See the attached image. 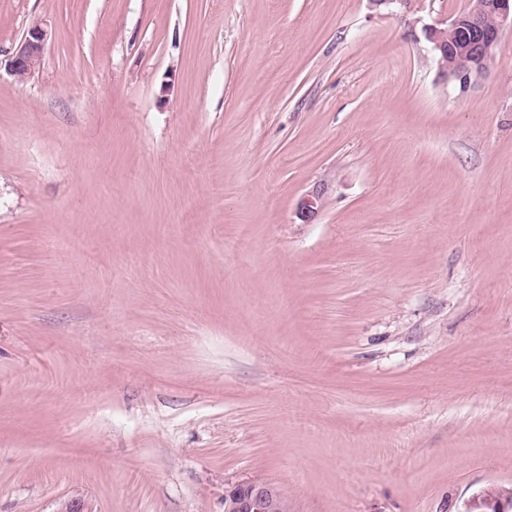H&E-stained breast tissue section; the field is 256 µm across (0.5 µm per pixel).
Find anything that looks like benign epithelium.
Listing matches in <instances>:
<instances>
[{
  "instance_id": "benign-epithelium-1",
  "label": "benign epithelium",
  "mask_w": 512,
  "mask_h": 512,
  "mask_svg": "<svg viewBox=\"0 0 512 512\" xmlns=\"http://www.w3.org/2000/svg\"><path fill=\"white\" fill-rule=\"evenodd\" d=\"M512 23V0H473L470 10L446 28H425L438 58L441 73L464 89L484 70V60L499 43L504 26ZM50 33L36 22L28 27L9 61L17 80L30 78L40 67ZM320 194L313 192L300 203L299 212L310 220L319 208ZM512 501L484 489L466 504L464 512H507ZM224 512H291L282 490L261 475L231 483L224 490Z\"/></svg>"
}]
</instances>
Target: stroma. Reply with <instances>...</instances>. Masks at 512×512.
I'll use <instances>...</instances> for the list:
<instances>
[{"mask_svg":"<svg viewBox=\"0 0 512 512\" xmlns=\"http://www.w3.org/2000/svg\"><path fill=\"white\" fill-rule=\"evenodd\" d=\"M469 5L0 0V512L512 490V27L464 89L424 33ZM50 33L43 23L28 27L21 42L9 61V73L17 80L30 78L40 67ZM282 490L261 475L231 483L224 490V512H291Z\"/></svg>","mask_w":512,"mask_h":512,"instance_id":"stroma-1","label":"stroma"}]
</instances>
